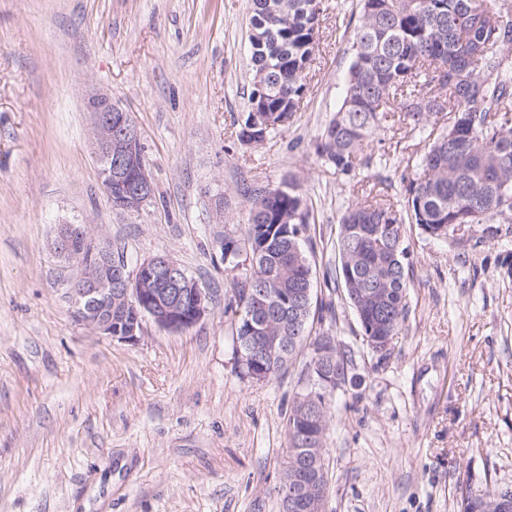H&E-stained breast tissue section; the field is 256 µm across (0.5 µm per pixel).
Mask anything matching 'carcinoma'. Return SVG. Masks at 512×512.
Masks as SVG:
<instances>
[{"label": "carcinoma", "mask_w": 512, "mask_h": 512, "mask_svg": "<svg viewBox=\"0 0 512 512\" xmlns=\"http://www.w3.org/2000/svg\"><path fill=\"white\" fill-rule=\"evenodd\" d=\"M322 0H252V28L265 33L250 42L252 78L238 138L271 132L300 106L313 61ZM512 0H361L340 108L325 126L316 153L341 174L369 165L363 154L376 131L398 117L428 141L404 180L405 213L366 200L341 216L336 241L342 292L362 333L393 340L409 312L412 275L404 225L446 238L451 224L512 220ZM309 211L288 189L254 193L243 238L224 237V255L245 251L251 272L234 283L229 307L238 315L235 339L247 335L244 313L288 305V296L313 284V266L302 231ZM264 289V298L258 290ZM304 325L274 373L297 352L318 342ZM342 380L354 382V350L329 337ZM334 391L324 398L314 447L326 453ZM499 489L461 490L460 512H486Z\"/></svg>", "instance_id": "cac0c4a2"}]
</instances>
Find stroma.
Wrapping results in <instances>:
<instances>
[{
    "label": "stroma",
    "instance_id": "1",
    "mask_svg": "<svg viewBox=\"0 0 512 512\" xmlns=\"http://www.w3.org/2000/svg\"><path fill=\"white\" fill-rule=\"evenodd\" d=\"M298 112L264 142L239 125L250 91L251 0H0V512H281L286 420L309 353L246 377L227 312L259 188L296 185L310 211L313 334L356 350L335 392L327 512H457L459 488L512 486V223L434 239L405 227L409 314L387 357L362 343L336 281L338 221L373 196L400 206L419 132L383 125L372 162L335 173L315 145L342 100L359 0H323ZM140 131L150 202L110 206L86 98ZM221 194L214 214L211 196ZM87 224L128 268L170 256L209 313L136 344L76 324L51 251Z\"/></svg>",
    "mask_w": 512,
    "mask_h": 512
}]
</instances>
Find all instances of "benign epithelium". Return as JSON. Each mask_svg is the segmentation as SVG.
<instances>
[{
    "mask_svg": "<svg viewBox=\"0 0 512 512\" xmlns=\"http://www.w3.org/2000/svg\"><path fill=\"white\" fill-rule=\"evenodd\" d=\"M87 110L93 118V145L97 161L103 163L99 175L108 200H113L112 181L131 174L132 188L120 194L117 208L132 211L141 208L153 195L140 135L134 121L112 98L95 92L87 98ZM54 254L63 264L57 285L66 290L74 321L101 336L135 344L143 334L145 318L159 327L178 333L201 322L209 312L205 290L167 255L143 261L134 270L112 266V246L94 235L86 224H60L52 242ZM310 289L288 310V322L299 326L305 321V301ZM151 307L134 314L128 309L137 303ZM290 336L264 335L247 348L248 358L256 362L272 360L288 351ZM335 354L327 348L315 352L308 365L309 381H320L330 388L341 386L334 363ZM283 512H323V503L302 488L296 478L285 479L278 488Z\"/></svg>",
    "mask_w": 512,
    "mask_h": 512,
    "instance_id": "7a95c632",
    "label": "benign epithelium"
}]
</instances>
